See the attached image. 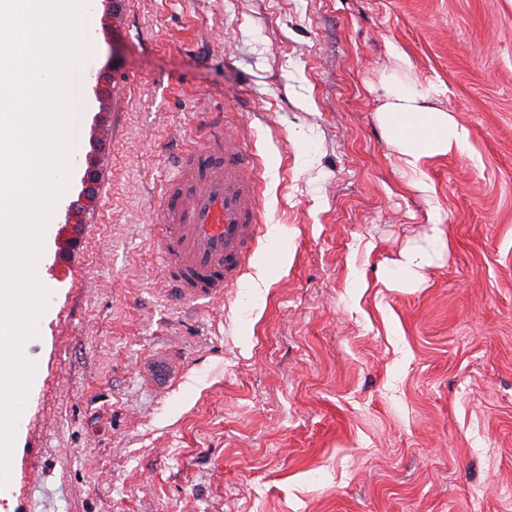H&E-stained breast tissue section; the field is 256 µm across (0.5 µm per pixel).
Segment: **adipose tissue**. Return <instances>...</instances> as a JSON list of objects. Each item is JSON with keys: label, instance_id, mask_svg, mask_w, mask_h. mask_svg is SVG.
I'll list each match as a JSON object with an SVG mask.
<instances>
[{"label": "adipose tissue", "instance_id": "adipose-tissue-1", "mask_svg": "<svg viewBox=\"0 0 512 512\" xmlns=\"http://www.w3.org/2000/svg\"><path fill=\"white\" fill-rule=\"evenodd\" d=\"M429 90L389 82L388 101L379 114L387 141L401 155L404 165L420 172L426 158L451 152L464 153L468 131L449 113L428 107Z\"/></svg>", "mask_w": 512, "mask_h": 512}]
</instances>
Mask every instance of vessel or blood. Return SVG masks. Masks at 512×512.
Returning <instances> with one entry per match:
<instances>
[{
  "instance_id": "1",
  "label": "vessel or blood",
  "mask_w": 512,
  "mask_h": 512,
  "mask_svg": "<svg viewBox=\"0 0 512 512\" xmlns=\"http://www.w3.org/2000/svg\"><path fill=\"white\" fill-rule=\"evenodd\" d=\"M258 160L223 123L200 125L177 158L153 226L162 274L175 300L211 302L246 270L261 233ZM155 384L173 379L163 356L142 363Z\"/></svg>"
}]
</instances>
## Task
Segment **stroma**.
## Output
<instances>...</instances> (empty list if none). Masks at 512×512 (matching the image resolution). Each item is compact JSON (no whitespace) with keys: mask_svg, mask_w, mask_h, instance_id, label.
<instances>
[{"mask_svg":"<svg viewBox=\"0 0 512 512\" xmlns=\"http://www.w3.org/2000/svg\"><path fill=\"white\" fill-rule=\"evenodd\" d=\"M103 11L98 203L68 257L44 240L0 512H512V0H123L109 34ZM394 76L470 134L422 189L378 120ZM209 114L261 159L263 219L200 305L152 225ZM157 354L163 394L136 370ZM111 72L103 69L98 73L95 84L92 88L96 102L99 104V111L95 115L96 126H103L104 117L108 110V101L110 99Z\"/></svg>","mask_w":512,"mask_h":512,"instance_id":"obj_1","label":"stroma"}]
</instances>
